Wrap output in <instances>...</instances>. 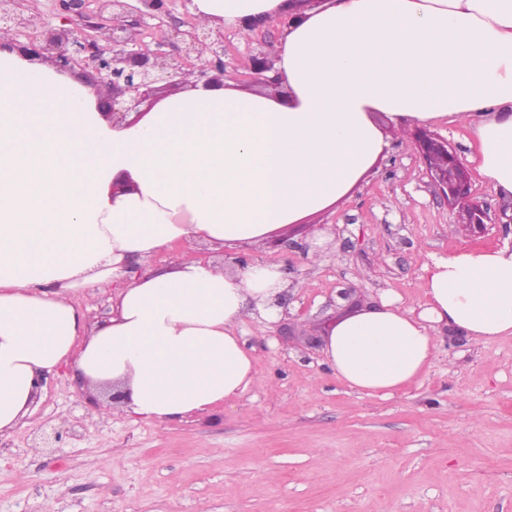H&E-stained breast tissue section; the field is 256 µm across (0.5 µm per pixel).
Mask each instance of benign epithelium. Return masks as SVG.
I'll return each instance as SVG.
<instances>
[{
	"instance_id": "1",
	"label": "benign epithelium",
	"mask_w": 512,
	"mask_h": 512,
	"mask_svg": "<svg viewBox=\"0 0 512 512\" xmlns=\"http://www.w3.org/2000/svg\"><path fill=\"white\" fill-rule=\"evenodd\" d=\"M33 0H0V31L10 39L0 43L24 57L48 60L59 72H71L82 63L94 72L99 85L107 90L100 100L102 114L111 121L124 119L154 99L158 84L176 83V77L198 75L208 85L224 76V32L196 21L188 29L161 31L157 48L139 41L134 28L148 27L150 22L169 13L172 0H94L102 23L79 27L71 25L68 14L84 16L89 0H58L65 17L60 24H42L36 34L27 30L35 26L30 13ZM27 36V41L19 40ZM255 81L274 83L263 73L272 69V57L264 54L253 61ZM414 145L426 165L432 185L450 205L464 208L470 224H482L487 218L483 207L469 201V180L465 166L448 140L420 132Z\"/></svg>"
}]
</instances>
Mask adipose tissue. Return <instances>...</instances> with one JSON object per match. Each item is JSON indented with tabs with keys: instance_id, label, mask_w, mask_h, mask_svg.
Masks as SVG:
<instances>
[{
	"instance_id": "adipose-tissue-1",
	"label": "adipose tissue",
	"mask_w": 512,
	"mask_h": 512,
	"mask_svg": "<svg viewBox=\"0 0 512 512\" xmlns=\"http://www.w3.org/2000/svg\"><path fill=\"white\" fill-rule=\"evenodd\" d=\"M194 6L246 35L285 19L287 96L191 85L112 124L91 89L0 51V434L65 363L91 395L120 393L97 404L118 418L165 423L242 395L257 378L242 329L276 320L288 278L277 264L222 270L197 250L254 244L347 200L390 147L375 114L399 128L460 123L479 174L512 202V0ZM108 287L112 317L89 329ZM421 288V311L388 292L326 326L339 381L388 398L425 374L432 328L512 336V248L433 258Z\"/></svg>"
}]
</instances>
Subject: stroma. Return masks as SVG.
Returning <instances> with one entry per match:
<instances>
[{
    "label": "stroma",
    "instance_id": "obj_1",
    "mask_svg": "<svg viewBox=\"0 0 512 512\" xmlns=\"http://www.w3.org/2000/svg\"><path fill=\"white\" fill-rule=\"evenodd\" d=\"M284 25L271 19L247 37L225 27V79L256 89L251 58L272 52ZM376 120L389 151L346 202L247 251L204 253L218 267L245 259L288 273L273 330H243L256 349L248 390L166 423L113 420L61 367L32 414L0 435V512H512L511 336L477 344L434 329L425 375L390 398L358 395L306 342L340 312L344 291L365 304L392 292L416 308L433 257L512 243V205L468 164L463 127L425 130L466 160L482 225L465 223L431 184L413 129ZM50 426L62 439L41 447Z\"/></svg>",
    "mask_w": 512,
    "mask_h": 512
}]
</instances>
